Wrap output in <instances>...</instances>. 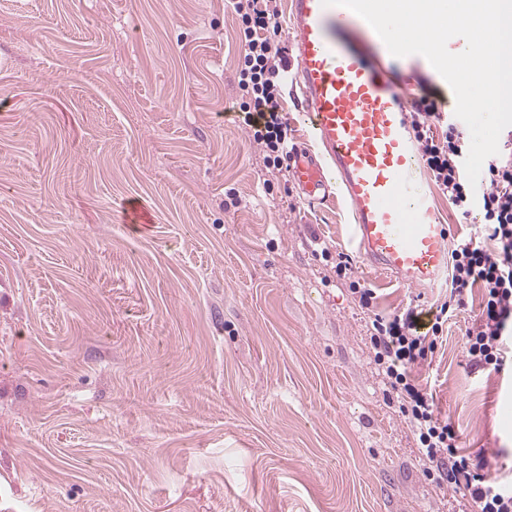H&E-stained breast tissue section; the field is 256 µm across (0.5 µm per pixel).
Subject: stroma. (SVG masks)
Instances as JSON below:
<instances>
[{
    "mask_svg": "<svg viewBox=\"0 0 512 512\" xmlns=\"http://www.w3.org/2000/svg\"><path fill=\"white\" fill-rule=\"evenodd\" d=\"M236 28L230 0H0V512H476L426 476L336 259L384 316L448 290L365 268L347 203L265 166ZM383 62L454 109L424 60ZM478 309L414 373L494 478L512 375L470 361ZM335 268L336 276L339 279L350 280L349 290L352 294L357 295L360 306L367 310L373 308V301L376 299V293L372 288H368L365 284H361L360 280H351V265L349 259L343 255H338V262L336 263Z\"/></svg>",
    "mask_w": 512,
    "mask_h": 512,
    "instance_id": "35a3bbf8",
    "label": "stroma"
}]
</instances>
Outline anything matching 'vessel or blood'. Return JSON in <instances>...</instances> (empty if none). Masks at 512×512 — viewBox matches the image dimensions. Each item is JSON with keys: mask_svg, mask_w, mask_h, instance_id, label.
<instances>
[{"mask_svg": "<svg viewBox=\"0 0 512 512\" xmlns=\"http://www.w3.org/2000/svg\"><path fill=\"white\" fill-rule=\"evenodd\" d=\"M289 16L295 66L287 82L300 91V117L322 146L289 151V175L311 201L329 198L327 177L335 175L364 261L409 287H436L448 274L451 229L424 188L404 93L367 59L354 12L289 0Z\"/></svg>", "mask_w": 512, "mask_h": 512, "instance_id": "b4317fda", "label": "vessel or blood"}]
</instances>
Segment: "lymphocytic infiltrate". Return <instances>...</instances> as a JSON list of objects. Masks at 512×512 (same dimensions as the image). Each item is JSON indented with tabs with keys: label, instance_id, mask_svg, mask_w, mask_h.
Listing matches in <instances>:
<instances>
[{
	"label": "lymphocytic infiltrate",
	"instance_id": "1",
	"mask_svg": "<svg viewBox=\"0 0 512 512\" xmlns=\"http://www.w3.org/2000/svg\"><path fill=\"white\" fill-rule=\"evenodd\" d=\"M232 5L241 46L238 112L254 141L265 148V164L279 168L287 154L288 125L280 116L286 56L277 39V0H232ZM409 119L437 186L461 215L474 210L482 214L489 242L468 240L452 250L450 291L433 323L411 311L392 318L374 316V362L418 437L427 475L470 497L479 512H512V478L489 479L460 453L458 434L439 418L430 384L412 373L436 349L444 320L464 308L476 287L481 303L466 331L467 354L489 371L505 370V354L512 349V151L488 157L473 186L463 165L470 143L459 118L439 111L435 97L427 94L414 102ZM437 124L444 128L439 136L433 131Z\"/></svg>",
	"mask_w": 512,
	"mask_h": 512
}]
</instances>
